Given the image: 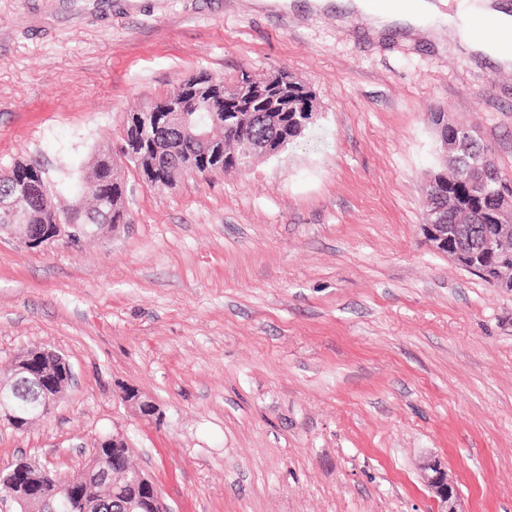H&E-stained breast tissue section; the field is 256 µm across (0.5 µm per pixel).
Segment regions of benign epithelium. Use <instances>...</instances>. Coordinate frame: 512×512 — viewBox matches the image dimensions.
<instances>
[{"mask_svg": "<svg viewBox=\"0 0 512 512\" xmlns=\"http://www.w3.org/2000/svg\"><path fill=\"white\" fill-rule=\"evenodd\" d=\"M281 84L283 75L278 72H243L234 81L224 83V99L227 101L241 103L255 96L268 99L267 108L261 112L237 113L234 124L227 130V135L235 142V150L232 164L226 170L242 172L288 144L286 138L272 143L253 135H243L256 124L268 129L283 126L285 113L296 108V104L288 102V97L278 92ZM164 101L165 112L158 125L149 164L172 159L189 176L208 175V171L196 169L198 152L218 156L224 153V144L212 138L205 124L188 117L193 108L186 104L183 85L170 91ZM446 127H450L448 120H441L438 126L441 171L450 177L459 172L466 174L470 194L483 196L499 180V170L489 164L485 154L479 150L480 142L469 129L459 126L457 132L450 136L444 132ZM35 197L42 204H48L47 187L41 185L35 191L31 183L21 182L15 184L10 192L0 195V231L9 233L26 248L40 250L55 243L68 244L82 236L100 235L106 228L104 224L90 223L89 214L76 206L57 218L49 233H41L28 223L30 203ZM495 200V224L486 232V237L507 256L512 253V194L501 190L495 195ZM425 205L421 228L429 245L462 268L486 275L500 290L511 292L512 264L492 273L468 256L463 237L448 243V205L434 198L429 178L425 179ZM71 376L69 363L53 351L47 352V356L38 362L26 354L20 356L11 381L0 383V416L5 417L14 429L22 430L29 409L36 408L47 415L60 402ZM122 399L148 420H159L155 402L139 390L126 389ZM110 475L111 471L91 464L78 476L59 479L47 465L22 460L6 473L0 470V506L10 502L23 512H56L59 497L65 493L72 498L77 512H94L97 504L95 491ZM423 479L442 505L439 512H460L458 487L438 461L429 460L423 465ZM128 508L129 512H167L159 495L147 498L135 494L128 498Z\"/></svg>", "mask_w": 512, "mask_h": 512, "instance_id": "obj_1", "label": "benign epithelium"}]
</instances>
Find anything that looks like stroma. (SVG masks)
<instances>
[{
	"label": "stroma",
	"mask_w": 512,
	"mask_h": 512,
	"mask_svg": "<svg viewBox=\"0 0 512 512\" xmlns=\"http://www.w3.org/2000/svg\"><path fill=\"white\" fill-rule=\"evenodd\" d=\"M278 70L318 118L277 156L163 190L125 165L132 223L0 233V379L40 345L73 372L42 422L0 419V469L69 477L118 430L169 512H438L429 457L461 512H512V292L421 229L431 113L512 174V68L310 0H0V174L68 179L184 79ZM122 399L135 408L138 413L149 421L157 422L159 420V410L155 402L148 396H145L138 389L128 388L123 392ZM423 479L426 486L439 499L442 508L439 512H461L458 509L459 490L447 471L436 460H429L423 465Z\"/></svg>",
	"instance_id": "35a3bbf8"
}]
</instances>
